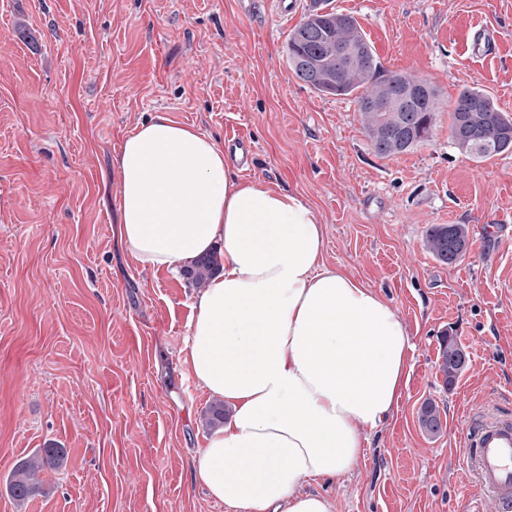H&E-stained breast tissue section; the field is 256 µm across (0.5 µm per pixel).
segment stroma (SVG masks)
I'll use <instances>...</instances> for the list:
<instances>
[{
	"label": "stroma",
	"mask_w": 512,
	"mask_h": 512,
	"mask_svg": "<svg viewBox=\"0 0 512 512\" xmlns=\"http://www.w3.org/2000/svg\"><path fill=\"white\" fill-rule=\"evenodd\" d=\"M278 0H0V512H228L194 479L214 401L189 374L196 288L141 266L121 239L114 159L163 114L255 151L244 181L302 195L322 261L381 291L404 320L411 369L396 412L353 473L313 483L337 512H503L463 456L471 421L512 416V153L476 162L448 140L377 157L356 103L305 87L284 55ZM382 67L465 86L512 114V37L471 56L481 27L512 30V0H331ZM467 225L453 264L422 241ZM468 358L452 386L441 339ZM434 402L443 431L418 425ZM66 465L18 505L16 463L47 444Z\"/></svg>",
	"instance_id": "1"
}]
</instances>
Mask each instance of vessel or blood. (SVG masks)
<instances>
[{
	"instance_id": "b4317fda",
	"label": "vessel or blood",
	"mask_w": 512,
	"mask_h": 512,
	"mask_svg": "<svg viewBox=\"0 0 512 512\" xmlns=\"http://www.w3.org/2000/svg\"><path fill=\"white\" fill-rule=\"evenodd\" d=\"M504 36V31L492 28L475 30L470 44L473 56L488 55ZM465 457L476 468L481 487L502 504L512 503V422L495 418L474 421L465 441Z\"/></svg>"
}]
</instances>
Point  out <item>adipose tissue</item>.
Wrapping results in <instances>:
<instances>
[{"label": "adipose tissue", "instance_id": "ef3b65f1", "mask_svg": "<svg viewBox=\"0 0 512 512\" xmlns=\"http://www.w3.org/2000/svg\"><path fill=\"white\" fill-rule=\"evenodd\" d=\"M115 164L122 237L138 263L170 270L224 252L186 340L193 378L230 411L197 480L231 512H336L305 486L350 475L364 430L391 418L409 370L404 321L379 291L323 264L307 200L238 179L194 128L156 116Z\"/></svg>", "mask_w": 512, "mask_h": 512}]
</instances>
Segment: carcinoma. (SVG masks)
Segmentation results:
<instances>
[{
    "instance_id": "1",
    "label": "carcinoma",
    "mask_w": 512,
    "mask_h": 512,
    "mask_svg": "<svg viewBox=\"0 0 512 512\" xmlns=\"http://www.w3.org/2000/svg\"><path fill=\"white\" fill-rule=\"evenodd\" d=\"M355 45L366 58L362 66L336 70V47ZM286 61L295 77L322 95L351 97L357 103L364 132L374 154L389 158L423 144L434 135L439 109L437 90L430 82L409 74L389 73L378 60L357 20L350 14L328 8V0H310L303 19L291 31ZM421 84L409 108L376 112L362 103L376 97H395L408 87ZM448 139L462 154L476 161L512 152V117L503 112L484 90L465 87L448 111ZM424 246L440 263L452 264L468 247L464 224H433L426 231ZM219 268L217 254H205L182 270L183 277L204 288ZM445 386H451L466 367V354L452 336L442 338L437 360ZM203 424L224 422V403L215 402L204 412ZM419 426L429 436L443 430L438 406L428 401L420 409ZM68 451L50 446L20 460L8 481L11 497L23 504L43 493L37 472L66 464Z\"/></svg>"
}]
</instances>
